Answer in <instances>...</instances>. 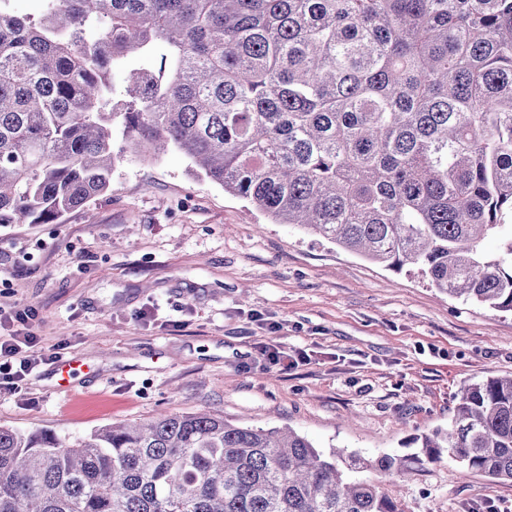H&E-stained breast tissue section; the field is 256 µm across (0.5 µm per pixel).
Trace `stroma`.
<instances>
[{"label": "stroma", "instance_id": "35a3bbf8", "mask_svg": "<svg viewBox=\"0 0 512 512\" xmlns=\"http://www.w3.org/2000/svg\"><path fill=\"white\" fill-rule=\"evenodd\" d=\"M32 306L40 365L0 390V426L74 444L162 411L288 427L374 457L447 427L460 390L512 375V312L462 303L274 224L176 149H125L110 190L58 224H0V314ZM305 351L292 369L262 347ZM403 512H512V481L449 458L380 478Z\"/></svg>", "mask_w": 512, "mask_h": 512}]
</instances>
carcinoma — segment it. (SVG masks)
Wrapping results in <instances>:
<instances>
[{
  "label": "carcinoma",
  "instance_id": "1",
  "mask_svg": "<svg viewBox=\"0 0 512 512\" xmlns=\"http://www.w3.org/2000/svg\"><path fill=\"white\" fill-rule=\"evenodd\" d=\"M0 0V224H57L123 150L172 147L297 224L512 312V0ZM141 67L117 90L112 75ZM493 237L494 252L482 243ZM421 454L325 455L290 428L161 412L73 445L0 427V512H401L359 469L443 454L512 481V376Z\"/></svg>",
  "mask_w": 512,
  "mask_h": 512
}]
</instances>
